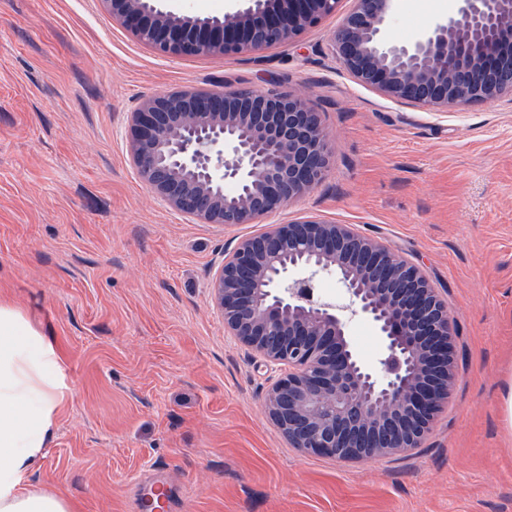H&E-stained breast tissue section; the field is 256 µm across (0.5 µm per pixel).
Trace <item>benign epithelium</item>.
Wrapping results in <instances>:
<instances>
[{
	"mask_svg": "<svg viewBox=\"0 0 512 512\" xmlns=\"http://www.w3.org/2000/svg\"><path fill=\"white\" fill-rule=\"evenodd\" d=\"M155 52L233 56L291 42L340 0H246L222 16L160 0H103ZM396 0H354L333 34L346 70L397 101L441 109L512 95V0H457L409 43L390 37ZM132 162L146 188L202 224H253L319 183L332 164L321 113L300 95L169 91L131 113ZM332 275L345 297L316 292ZM212 288L224 327L263 360L288 366L264 406L288 442L338 461L417 448L455 380L454 326L421 269L348 224H272L225 255ZM383 340L369 369L353 318Z\"/></svg>",
	"mask_w": 512,
	"mask_h": 512,
	"instance_id": "obj_1",
	"label": "benign epithelium"
}]
</instances>
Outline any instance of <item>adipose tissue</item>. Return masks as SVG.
Here are the masks:
<instances>
[{
  "instance_id": "1",
  "label": "adipose tissue",
  "mask_w": 512,
  "mask_h": 512,
  "mask_svg": "<svg viewBox=\"0 0 512 512\" xmlns=\"http://www.w3.org/2000/svg\"><path fill=\"white\" fill-rule=\"evenodd\" d=\"M70 394L54 344L25 310L1 301L0 512H75L61 494L27 486Z\"/></svg>"
}]
</instances>
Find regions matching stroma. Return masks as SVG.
Wrapping results in <instances>:
<instances>
[{"label": "stroma", "instance_id": "stroma-1", "mask_svg": "<svg viewBox=\"0 0 512 512\" xmlns=\"http://www.w3.org/2000/svg\"><path fill=\"white\" fill-rule=\"evenodd\" d=\"M235 56L156 53L102 0H0V298L52 339L72 395L34 490L80 512H138L160 472L174 512H512V96L432 110L357 82L332 34ZM456 0H398L412 41ZM302 92L334 156L257 224H201L131 161L132 112L168 90ZM305 215L420 266L454 320L456 382L420 447L361 463L289 446L263 408L287 367L230 336L211 288L224 255Z\"/></svg>", "mask_w": 512, "mask_h": 512}]
</instances>
